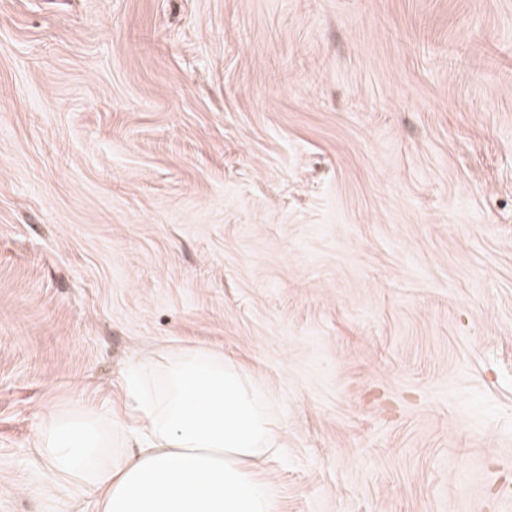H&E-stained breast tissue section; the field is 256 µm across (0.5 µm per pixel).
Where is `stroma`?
Returning a JSON list of instances; mask_svg holds the SVG:
<instances>
[{"label": "stroma", "instance_id": "stroma-1", "mask_svg": "<svg viewBox=\"0 0 512 512\" xmlns=\"http://www.w3.org/2000/svg\"><path fill=\"white\" fill-rule=\"evenodd\" d=\"M191 349L276 512H512V0H0V512Z\"/></svg>", "mask_w": 512, "mask_h": 512}]
</instances>
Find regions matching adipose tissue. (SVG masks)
Here are the masks:
<instances>
[{"instance_id": "obj_1", "label": "adipose tissue", "mask_w": 512, "mask_h": 512, "mask_svg": "<svg viewBox=\"0 0 512 512\" xmlns=\"http://www.w3.org/2000/svg\"><path fill=\"white\" fill-rule=\"evenodd\" d=\"M165 379L153 399L130 379L121 418L49 413L38 448L50 479L91 490L95 512H273L269 485L251 466L281 436L248 376L201 350L168 362ZM116 433L136 452L113 448Z\"/></svg>"}]
</instances>
